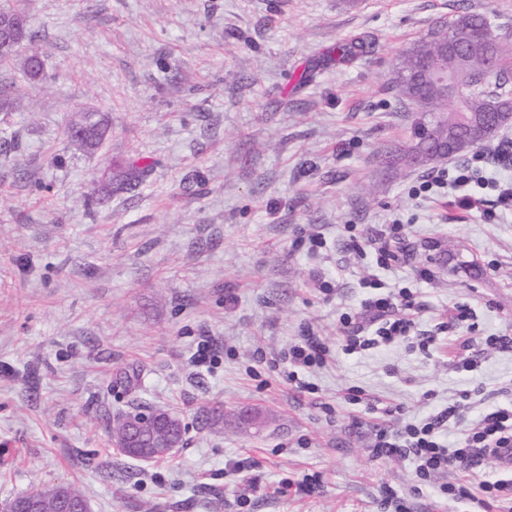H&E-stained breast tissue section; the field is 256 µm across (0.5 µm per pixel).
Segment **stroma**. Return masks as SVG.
I'll use <instances>...</instances> for the list:
<instances>
[{"label":"stroma","mask_w":512,"mask_h":512,"mask_svg":"<svg viewBox=\"0 0 512 512\" xmlns=\"http://www.w3.org/2000/svg\"><path fill=\"white\" fill-rule=\"evenodd\" d=\"M37 36L44 73L0 66V503L69 483L92 512H381L383 489L410 512H482L489 462L451 500L443 477L370 447L464 390L473 412L512 400V213L467 210L455 194H411L424 167L385 154L411 143L419 113L398 105L393 71L442 19L472 11L512 29V0H0ZM359 38L355 59L338 48ZM94 110L110 132L72 150L69 123ZM149 167L131 180L130 163ZM406 226L410 259L354 262L350 235ZM322 234L310 252L303 241ZM428 268L432 280L419 279ZM410 289L413 338L347 353L339 318L366 295ZM326 281L332 295L318 289ZM472 310L448 343L439 325ZM328 342L286 382L276 357L304 329ZM439 337L429 350L422 336ZM220 344L192 365L202 337ZM474 359L477 371L460 370ZM363 400L349 402V389ZM147 404L176 415L184 444L145 463L90 420ZM219 407L223 420L203 423ZM261 426L236 427L247 409ZM311 493L299 491L304 479ZM289 483L287 495L270 487Z\"/></svg>","instance_id":"35a3bbf8"}]
</instances>
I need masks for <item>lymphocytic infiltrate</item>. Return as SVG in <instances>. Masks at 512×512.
Returning a JSON list of instances; mask_svg holds the SVG:
<instances>
[{
    "label": "lymphocytic infiltrate",
    "instance_id": "lymphocytic-infiltrate-1",
    "mask_svg": "<svg viewBox=\"0 0 512 512\" xmlns=\"http://www.w3.org/2000/svg\"><path fill=\"white\" fill-rule=\"evenodd\" d=\"M512 162V138H503L497 145L475 152L469 159L449 162L448 166L423 175L417 190L421 193H460L467 207L475 208L480 200L471 189L489 183L485 171L494 164L501 166ZM492 184V183H489ZM500 207L512 211V182L492 184ZM405 228L398 223L385 225L369 238L367 246L351 241L349 248L357 255L372 253L377 267L389 268L401 261L402 253L396 245L403 241ZM417 311L415 297L404 288L387 296L367 298L357 315L342 314L345 351L355 353L389 344L408 337ZM290 365L288 380L298 393L312 392L311 383L302 380L300 370L323 367L330 359V347L311 330H304L283 354ZM471 394L462 392L458 399L429 416L420 424L408 423L397 432L379 431L371 448L373 459L407 458L415 465V475L428 481L437 475L474 474L490 460L498 463L512 461V408L495 407L483 413L471 424L460 448L445 446L442 435L450 422L470 409Z\"/></svg>",
    "mask_w": 512,
    "mask_h": 512
}]
</instances>
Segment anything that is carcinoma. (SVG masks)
Wrapping results in <instances>:
<instances>
[{
  "mask_svg": "<svg viewBox=\"0 0 512 512\" xmlns=\"http://www.w3.org/2000/svg\"><path fill=\"white\" fill-rule=\"evenodd\" d=\"M457 29L465 34L458 55L448 56V68L456 72L460 91L451 97L436 93L431 84L414 74L422 62L441 54L443 32ZM512 31L479 13H463L439 21L423 38L410 47L394 70L392 89L397 101L428 116L438 113L448 121V130L458 137L469 135L474 121L492 120L500 112L512 113ZM81 136L67 134L69 145L88 152L98 149L106 136L107 125L97 113ZM58 485L35 486L27 494L39 499L42 512H55Z\"/></svg>",
  "mask_w": 512,
  "mask_h": 512,
  "instance_id": "1",
  "label": "carcinoma"
}]
</instances>
